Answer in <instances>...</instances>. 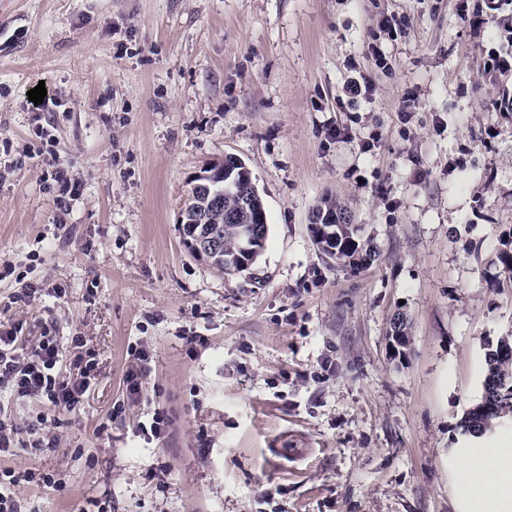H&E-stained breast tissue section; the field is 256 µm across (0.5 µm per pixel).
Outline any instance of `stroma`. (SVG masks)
<instances>
[{
  "label": "stroma",
  "instance_id": "35a3bbf8",
  "mask_svg": "<svg viewBox=\"0 0 512 512\" xmlns=\"http://www.w3.org/2000/svg\"><path fill=\"white\" fill-rule=\"evenodd\" d=\"M359 75L373 89L352 103ZM230 156L268 224L232 276L179 224L194 178ZM328 199L375 261L317 248ZM511 236L512 0H11L0 324L82 337L61 371L78 357L96 370L47 423L54 448L20 434L0 469L53 474L16 489L40 512H97L107 494L115 512H462L459 424L488 345L512 335L497 259ZM156 407L168 424L149 441L138 425Z\"/></svg>",
  "mask_w": 512,
  "mask_h": 512
}]
</instances>
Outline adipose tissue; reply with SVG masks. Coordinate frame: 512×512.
I'll return each mask as SVG.
<instances>
[{
    "label": "adipose tissue",
    "mask_w": 512,
    "mask_h": 512,
    "mask_svg": "<svg viewBox=\"0 0 512 512\" xmlns=\"http://www.w3.org/2000/svg\"><path fill=\"white\" fill-rule=\"evenodd\" d=\"M459 474L466 512H512V444L463 453Z\"/></svg>",
    "instance_id": "adipose-tissue-1"
}]
</instances>
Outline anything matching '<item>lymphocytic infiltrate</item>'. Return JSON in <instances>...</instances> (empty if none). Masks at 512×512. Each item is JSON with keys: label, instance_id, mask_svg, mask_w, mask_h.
Instances as JSON below:
<instances>
[{"label": "lymphocytic infiltrate", "instance_id": "obj_1", "mask_svg": "<svg viewBox=\"0 0 512 512\" xmlns=\"http://www.w3.org/2000/svg\"><path fill=\"white\" fill-rule=\"evenodd\" d=\"M62 350L58 336L48 330L33 343L23 336L18 324L0 333V383L7 385L12 394L32 398L41 406L21 429L11 410L0 405V455L9 453L22 430L29 436L31 448H44L41 431L48 421L49 411L74 408L88 390L94 363L80 367L77 378L64 376L57 369ZM23 481L45 487L52 485L54 479L51 474L36 470L20 473L0 470V512H39L37 506L22 504L17 498L15 488Z\"/></svg>", "mask_w": 512, "mask_h": 512}]
</instances>
